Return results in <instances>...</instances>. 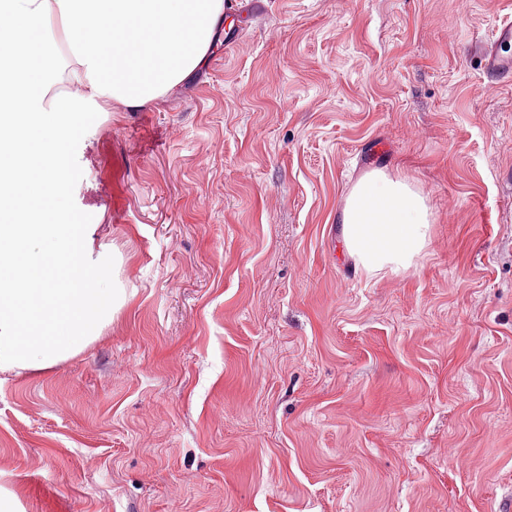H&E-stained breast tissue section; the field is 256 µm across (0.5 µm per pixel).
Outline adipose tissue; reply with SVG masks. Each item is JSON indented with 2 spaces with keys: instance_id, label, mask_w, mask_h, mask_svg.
Returning <instances> with one entry per match:
<instances>
[{
  "instance_id": "adipose-tissue-1",
  "label": "adipose tissue",
  "mask_w": 512,
  "mask_h": 512,
  "mask_svg": "<svg viewBox=\"0 0 512 512\" xmlns=\"http://www.w3.org/2000/svg\"><path fill=\"white\" fill-rule=\"evenodd\" d=\"M224 0H0V372L82 353L112 318L91 229L59 202L70 171L59 145L86 108L138 110L201 63ZM73 48L52 91L55 45ZM348 255L367 275L415 267L432 212L406 180L365 173L342 210Z\"/></svg>"
}]
</instances>
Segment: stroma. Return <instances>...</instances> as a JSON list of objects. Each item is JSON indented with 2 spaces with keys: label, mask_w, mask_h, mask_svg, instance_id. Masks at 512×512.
Returning <instances> with one entry per match:
<instances>
[{
  "label": "stroma",
  "mask_w": 512,
  "mask_h": 512,
  "mask_svg": "<svg viewBox=\"0 0 512 512\" xmlns=\"http://www.w3.org/2000/svg\"><path fill=\"white\" fill-rule=\"evenodd\" d=\"M512 0H240L203 70L63 140L111 259L79 355L0 373L10 512H512ZM388 151L377 158L376 143ZM430 243L370 277L371 169ZM512 44V20L504 19L495 25L494 34L482 48L485 73L495 82L512 78V55L505 54L503 47ZM341 224L348 255L357 268L376 276L415 267L433 222L426 198L411 183L374 170L349 191Z\"/></svg>",
  "instance_id": "1"
}]
</instances>
